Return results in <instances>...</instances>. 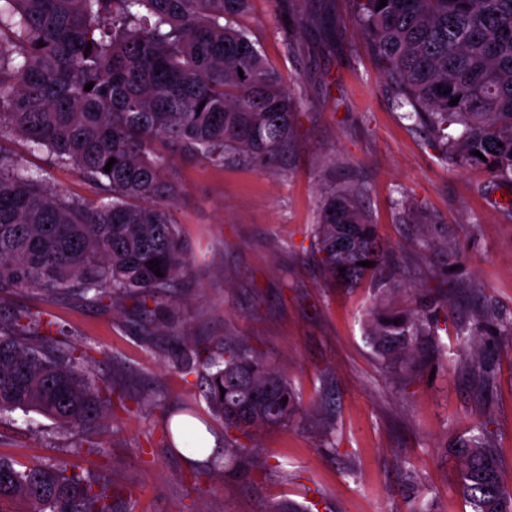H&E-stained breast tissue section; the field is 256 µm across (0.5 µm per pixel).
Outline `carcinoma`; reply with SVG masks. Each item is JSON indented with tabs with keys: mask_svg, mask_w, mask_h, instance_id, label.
<instances>
[{
	"mask_svg": "<svg viewBox=\"0 0 512 512\" xmlns=\"http://www.w3.org/2000/svg\"><path fill=\"white\" fill-rule=\"evenodd\" d=\"M248 2L0 0V137L11 133L46 149L106 198L89 206L63 196L0 149V296L36 289L47 299L72 294L100 303L110 295L131 300L140 318L172 297L189 261L172 215L177 187L167 177L169 157L189 152L221 165L243 159L275 170L294 134L297 98L249 34L232 25ZM357 2L353 20L396 108L427 130L452 165L482 166L512 183V0H387L383 8L379 0ZM279 3L301 27L319 33L322 47H332L341 21L330 4ZM456 97L458 104L449 105ZM361 194L360 186L346 184L326 196L311 257L335 280L358 286L370 279L382 292L399 286L398 269L386 261L358 204ZM403 211L417 225L422 249L461 256L457 241L434 242L429 230L438 220L416 207ZM150 260L159 262L162 276L149 269ZM439 323L434 308L420 314L375 307L367 338L409 384L435 351ZM485 323L512 336V317L484 307L457 336L460 356L488 378ZM53 326L28 309L0 320V415L33 411L65 430L89 428L105 400ZM173 365L197 375L211 410L224 420V447L210 454L219 469L250 454L242 437L301 414L288 378L244 337L185 349ZM334 405L326 380L311 411L328 423ZM475 430L451 449L459 492L472 512H512V490L501 482L486 422ZM113 498L112 487L63 463L19 469L0 457V512H11L6 505L15 499L25 500L28 512H112Z\"/></svg>",
	"mask_w": 512,
	"mask_h": 512,
	"instance_id": "obj_1",
	"label": "carcinoma"
}]
</instances>
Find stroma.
<instances>
[{
    "mask_svg": "<svg viewBox=\"0 0 512 512\" xmlns=\"http://www.w3.org/2000/svg\"><path fill=\"white\" fill-rule=\"evenodd\" d=\"M334 6L346 24L326 51L314 30L285 19L277 0H250L236 18L297 97L295 135L274 171L173 157V216L191 259L176 316H159L152 340L132 323L126 301L47 303L34 290L0 298L4 312H45L64 341L85 353L86 367L124 396L83 432L61 430L35 412L0 417V456L20 467L62 461L106 482L121 492L113 512H269L288 499L312 512H406L418 498L431 512H471L448 450L482 418L501 480L512 488V348L488 341L494 376L483 388L460 360L456 336L483 305L512 315V223L487 194L485 169L441 160L426 131L394 108L363 31L349 21L354 0ZM292 37L303 56L289 52ZM0 148L65 196L101 201L98 188L47 151L13 135ZM346 183L363 186L360 206L398 262L400 291L381 296L368 282L345 287L308 260L322 198ZM406 202L460 237L462 263L449 268L443 254L417 246L415 227L402 221ZM378 301L395 311L435 305L448 323L411 385L387 371L366 338V315ZM226 335L246 337L284 372L302 407L330 379L331 426L297 418L255 430L246 441L251 458L230 472L184 462L168 416L191 408L219 439L224 424L170 357L182 345Z\"/></svg>",
    "mask_w": 512,
    "mask_h": 512,
    "instance_id": "1",
    "label": "stroma"
}]
</instances>
